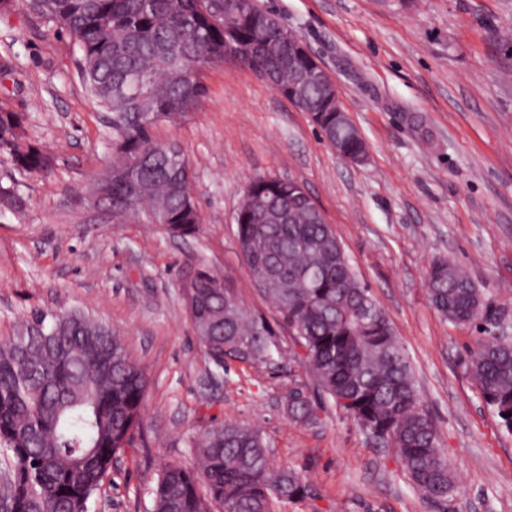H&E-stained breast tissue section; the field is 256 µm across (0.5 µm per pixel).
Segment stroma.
Here are the masks:
<instances>
[{"label": "stroma", "instance_id": "35a3bbf8", "mask_svg": "<svg viewBox=\"0 0 512 512\" xmlns=\"http://www.w3.org/2000/svg\"><path fill=\"white\" fill-rule=\"evenodd\" d=\"M336 80L369 146L336 154L310 119L233 61L206 68L207 94L155 137L178 143L201 214L196 237L91 207L84 194L112 160L111 131L80 75L81 53L47 19L0 13V108L24 112L51 173H20L0 153V184L22 197L0 211V340L33 311L80 309L109 325L149 378L143 423L89 512H147L164 464L192 465L191 435L212 419L260 430L276 466L305 475L310 498L273 512H512V433L484 407L465 370L482 329L431 305L426 271L453 259L507 317L512 335V0H258ZM9 70H2V63ZM302 183L414 365L440 450L461 479L441 505L413 489L391 451L335 407L320 425L289 417V389L316 381L275 308L256 290L233 215L256 176ZM203 265L232 281L277 335L279 365L217 367L199 344L180 283Z\"/></svg>", "mask_w": 512, "mask_h": 512}]
</instances>
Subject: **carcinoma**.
<instances>
[{
  "label": "carcinoma",
  "instance_id": "1",
  "mask_svg": "<svg viewBox=\"0 0 512 512\" xmlns=\"http://www.w3.org/2000/svg\"><path fill=\"white\" fill-rule=\"evenodd\" d=\"M33 13L66 31L81 52V74L93 102L110 115L112 216L165 224L171 233L199 231L189 181L155 128L193 111L205 96L201 71L224 62L225 0H22ZM250 15L234 21L244 40L251 17L283 35L278 19L250 0ZM329 144L347 151L346 114L315 112ZM28 117L0 108V143L27 174L48 173L53 158L29 141ZM237 207L240 253L261 294L302 349L301 364L335 406L384 448L393 451L413 486L446 502L459 481L443 458L437 428L424 408L410 358L385 311L359 279L331 225L286 179L257 176ZM21 198L0 186V208ZM191 324L209 359L272 364L281 354L275 332L244 309L236 288L198 266L180 285ZM436 311L455 324L493 327L472 350L466 371L483 403L512 432V340L494 332L500 320L485 289L447 258L426 274ZM149 380L120 336L79 310L34 312L0 341V459L8 474V512H88L112 464L132 445L146 407ZM324 406L300 388L288 392V413L321 423ZM195 465L163 466L150 486V512H271L308 496L297 472L273 465L261 433L235 421H213L191 437Z\"/></svg>",
  "mask_w": 512,
  "mask_h": 512
}]
</instances>
